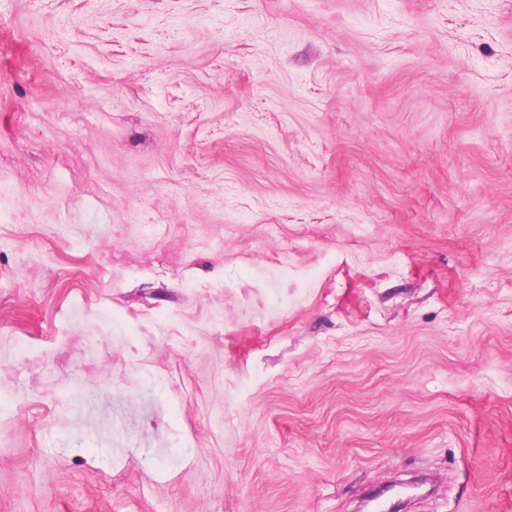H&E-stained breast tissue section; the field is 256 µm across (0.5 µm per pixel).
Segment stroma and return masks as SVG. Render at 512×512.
Segmentation results:
<instances>
[{
    "mask_svg": "<svg viewBox=\"0 0 512 512\" xmlns=\"http://www.w3.org/2000/svg\"><path fill=\"white\" fill-rule=\"evenodd\" d=\"M512 512V0H0V512Z\"/></svg>",
    "mask_w": 512,
    "mask_h": 512,
    "instance_id": "35a3bbf8",
    "label": "stroma"
}]
</instances>
